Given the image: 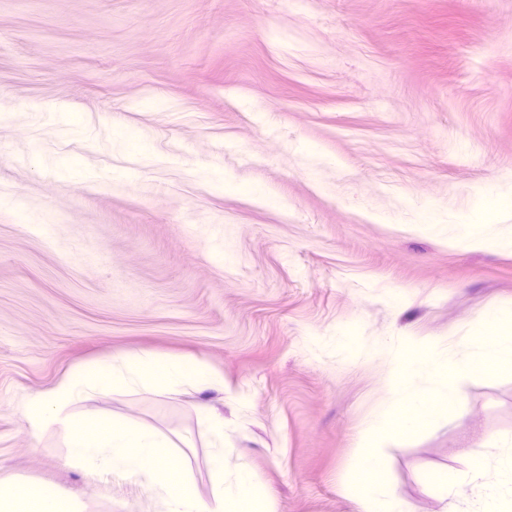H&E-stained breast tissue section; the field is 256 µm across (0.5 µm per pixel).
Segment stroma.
<instances>
[{
	"label": "stroma",
	"instance_id": "35a3bbf8",
	"mask_svg": "<svg viewBox=\"0 0 512 512\" xmlns=\"http://www.w3.org/2000/svg\"><path fill=\"white\" fill-rule=\"evenodd\" d=\"M145 97L177 111H137ZM0 102L65 103L95 131L146 127L158 153L222 157L288 201L216 198L163 165L134 190L68 185L0 157V191L60 218L48 242L0 211V476L52 482L86 512L154 505L136 483H88L56 434L32 449L12 408L82 361L128 349L206 361L226 392L77 407L195 437L193 405L208 403L224 414L227 466L267 486L275 512H359L338 476L378 376L310 359L306 343L351 321L372 351L400 333L458 336L512 303V253L412 225L415 205L460 204L512 171V0H0ZM300 141L341 167L313 185L290 149ZM370 205L395 223L364 221ZM205 220L237 228L224 267L191 230ZM463 399V415L388 452L409 512H444L432 484L463 469L478 433L512 436L511 370Z\"/></svg>",
	"mask_w": 512,
	"mask_h": 512
}]
</instances>
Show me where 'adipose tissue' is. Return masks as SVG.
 Masks as SVG:
<instances>
[{
  "instance_id": "obj_1",
  "label": "adipose tissue",
  "mask_w": 512,
  "mask_h": 512,
  "mask_svg": "<svg viewBox=\"0 0 512 512\" xmlns=\"http://www.w3.org/2000/svg\"><path fill=\"white\" fill-rule=\"evenodd\" d=\"M27 115L32 124L88 136L91 150L108 151L123 159L116 166L93 167L81 154L51 149L36 140L19 148L7 146V156L16 158L24 168L49 174L59 181L120 191L141 184L160 161L149 137L126 124L114 122L103 133L91 135L83 113L65 104H37ZM195 174L213 196L221 198L235 193L265 209L279 211L286 207L282 197L260 184L241 180L220 163L198 165ZM0 210L15 214L43 239H53L57 218L51 209L33 206L16 194L1 191ZM511 214L512 176L507 174L495 185L468 189L461 206L451 207L439 201L427 203L415 228L419 233L472 251L512 252V225L505 221ZM503 444L500 438L481 437L482 454L469 456L465 467L456 474V483L473 487V494L458 495L449 492L447 486H440L447 512H505L512 505V458L506 460L497 453ZM0 512H83V508L53 483L1 476Z\"/></svg>"
}]
</instances>
